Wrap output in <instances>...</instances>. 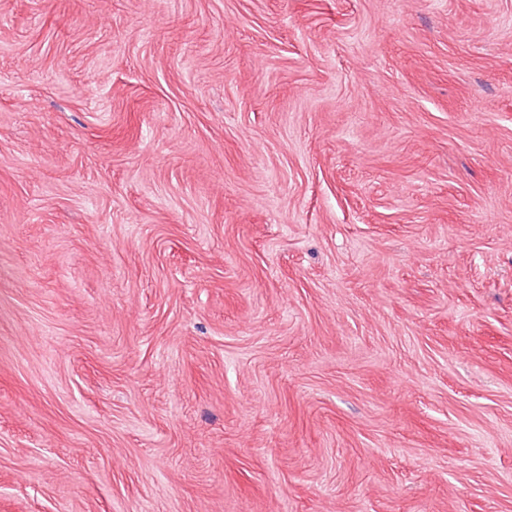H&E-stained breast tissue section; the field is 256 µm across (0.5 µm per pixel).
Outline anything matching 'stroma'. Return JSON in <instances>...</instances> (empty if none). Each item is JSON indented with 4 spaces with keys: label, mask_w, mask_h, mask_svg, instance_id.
<instances>
[{
    "label": "stroma",
    "mask_w": 512,
    "mask_h": 512,
    "mask_svg": "<svg viewBox=\"0 0 512 512\" xmlns=\"http://www.w3.org/2000/svg\"><path fill=\"white\" fill-rule=\"evenodd\" d=\"M0 512H512V0H0Z\"/></svg>",
    "instance_id": "obj_1"
}]
</instances>
